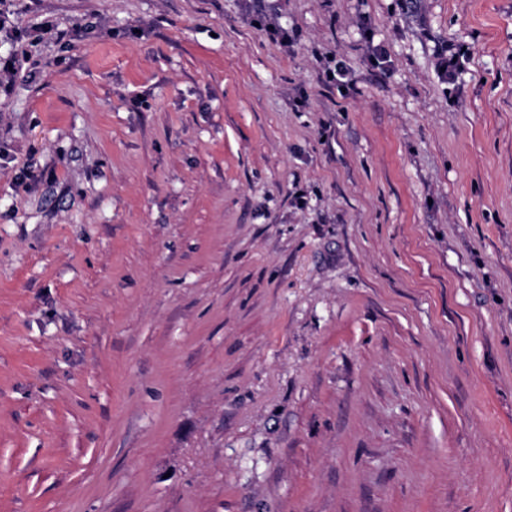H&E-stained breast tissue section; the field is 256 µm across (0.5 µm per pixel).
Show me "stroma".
<instances>
[{
	"instance_id": "stroma-1",
	"label": "stroma",
	"mask_w": 512,
	"mask_h": 512,
	"mask_svg": "<svg viewBox=\"0 0 512 512\" xmlns=\"http://www.w3.org/2000/svg\"><path fill=\"white\" fill-rule=\"evenodd\" d=\"M0 14V512H512V0Z\"/></svg>"
}]
</instances>
